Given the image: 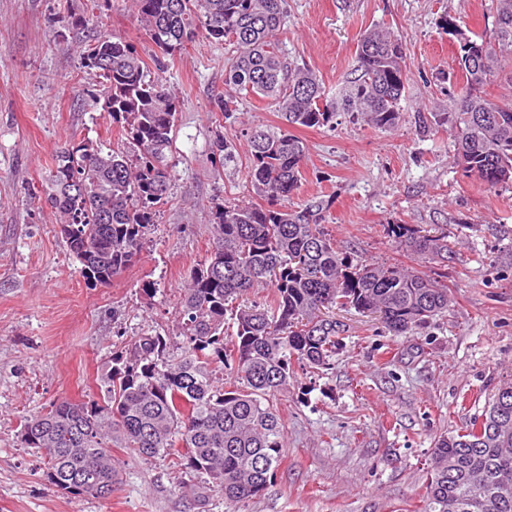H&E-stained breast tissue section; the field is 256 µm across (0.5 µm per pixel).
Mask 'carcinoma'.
Here are the masks:
<instances>
[{
    "label": "carcinoma",
    "mask_w": 512,
    "mask_h": 512,
    "mask_svg": "<svg viewBox=\"0 0 512 512\" xmlns=\"http://www.w3.org/2000/svg\"><path fill=\"white\" fill-rule=\"evenodd\" d=\"M493 27L479 68L457 57L449 112H419L418 133L454 134L463 172L495 187L512 181V96L492 103L480 89L512 61V0H492ZM157 51L169 55L199 31L236 48L224 68V115L250 93L269 100L284 127L247 132L249 178L261 202L217 212L213 249L180 295V353L159 335L137 336L113 360L103 402L58 401L24 417L20 436L42 459L43 480L64 495L106 500L120 483L112 449L171 456L204 474L225 499L244 505L275 480L287 431L274 399L294 367L320 370L336 356L345 325L335 311L375 316L394 336L416 333L448 310V286L420 271L355 260L324 231L328 205H284L306 164L293 130L327 124L340 109L381 131L396 129L408 78L398 38L378 27L360 34L358 75L338 100L318 76L287 63L279 48L285 0H132ZM102 78L106 111L125 122L136 150L108 152L85 141L58 150L45 172L44 203L83 278L108 286L132 266L168 188L175 97L127 43L105 35L84 55ZM421 259L448 261V235L396 225ZM267 289L263 302L228 307ZM233 370L229 386L218 373ZM427 512H512V383L500 387L465 429L435 441Z\"/></svg>",
    "instance_id": "carcinoma-1"
}]
</instances>
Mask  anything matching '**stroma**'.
<instances>
[{"label":"stroma","instance_id":"stroma-1","mask_svg":"<svg viewBox=\"0 0 512 512\" xmlns=\"http://www.w3.org/2000/svg\"><path fill=\"white\" fill-rule=\"evenodd\" d=\"M490 0H287L279 32L286 61L306 66L337 97L354 75L361 32L401 39L409 63L396 130L354 123L340 111L297 132L307 164L290 208L328 201L338 247L372 263L448 271L451 304L414 336L342 310L346 326L328 370L297 371L277 406L287 446L274 483L247 512H425L429 455L503 383L512 381V184L489 187L453 162L448 128L421 136L416 112H447L457 39L492 27ZM121 38L162 79L178 105L170 180L138 261L111 285L80 275L37 190L55 152L88 140L120 146V122L103 108L82 53L100 34ZM128 0H0V512H234L201 478L177 484L173 460L112 457L121 483L111 498H73L42 480L23 416L59 400L103 401L114 357L132 337L178 334V298L209 257L219 210L253 198L246 132L275 128L268 100L247 96L216 119L231 45L198 37L156 56ZM395 224L443 229L447 265L413 258Z\"/></svg>","mask_w":512,"mask_h":512}]
</instances>
